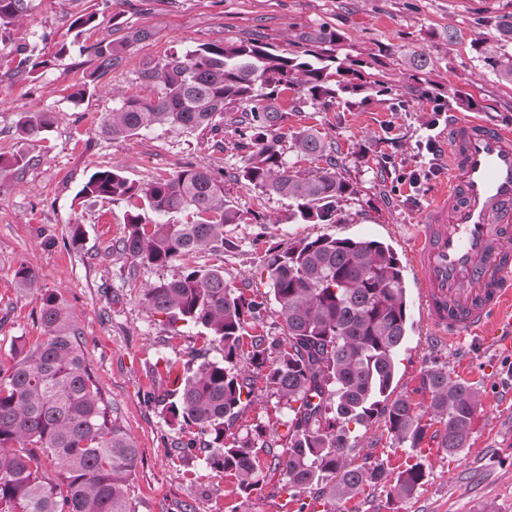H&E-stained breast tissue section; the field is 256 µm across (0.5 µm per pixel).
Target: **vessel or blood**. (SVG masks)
I'll return each mask as SVG.
<instances>
[{"label": "vessel or blood", "instance_id": "1", "mask_svg": "<svg viewBox=\"0 0 512 512\" xmlns=\"http://www.w3.org/2000/svg\"><path fill=\"white\" fill-rule=\"evenodd\" d=\"M410 262L436 341L491 322L512 332V130L449 125L448 189L425 213Z\"/></svg>", "mask_w": 512, "mask_h": 512}]
</instances>
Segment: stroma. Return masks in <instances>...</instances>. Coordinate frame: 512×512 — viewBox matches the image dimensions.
<instances>
[{
    "mask_svg": "<svg viewBox=\"0 0 512 512\" xmlns=\"http://www.w3.org/2000/svg\"><path fill=\"white\" fill-rule=\"evenodd\" d=\"M90 12L94 27L78 30L75 19ZM504 12H512V0H29L21 24L0 31V154L29 159L24 170L0 181V361L10 362L13 343L31 344L45 334L38 301L14 277L25 264L75 311L96 384L138 448L131 481L136 512H299L305 502L324 512L323 500L312 494L280 493L282 475L270 468L269 456L261 458L263 490L246 497L233 477L205 467L203 452L177 451L178 429L146 396L173 388L203 339L198 327L170 326L165 315L149 313L141 303L144 288L186 265L220 266L228 284L267 292L266 253L320 235L377 240L405 263L410 323L397 359L396 394L426 406L421 378L436 365L481 399L465 449L451 455L430 440L424 450L429 477L411 499L390 500L389 484L381 483L337 504L336 512H512V345L477 334L458 343L431 341L408 259L422 214L448 175L443 171L416 188L402 180L423 169L424 127L436 103L457 112L456 93L480 101L476 118L512 128V85L497 81L471 47L475 38L495 36L494 18ZM322 27L343 34L339 57L369 62L370 73L385 85L363 99L339 95L327 108L306 105L288 114L290 130L313 127L335 142L337 169L357 187L341 205L340 223H300L287 200L238 179V112L225 113L216 132L186 135L155 127L117 140L100 132L113 92L151 94L141 74L168 55L256 34L288 54L300 35ZM140 28L150 31V39L132 46L111 73L92 80L90 45ZM25 41L48 67L18 70L15 49ZM418 52L431 60L423 95L408 91V61ZM77 84L87 87L79 98L71 95ZM27 110L56 115L35 142L16 132L19 113ZM187 163L223 171L224 196L242 215L224 229L233 248L201 252L163 269L136 263L116 247L132 203L89 200L82 186L103 168L121 167L129 181L142 185ZM76 224L83 232L78 242L71 237ZM287 418V408L260 380L232 432L240 438L251 424ZM406 458L380 420L349 453L351 466L381 461L394 476L405 469Z\"/></svg>",
    "mask_w": 512,
    "mask_h": 512,
    "instance_id": "obj_1",
    "label": "stroma"
}]
</instances>
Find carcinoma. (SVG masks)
<instances>
[{
    "mask_svg": "<svg viewBox=\"0 0 512 512\" xmlns=\"http://www.w3.org/2000/svg\"><path fill=\"white\" fill-rule=\"evenodd\" d=\"M27 8V0H0V29L17 23ZM494 27L498 46L478 38L474 49L499 81L512 84V54L504 50L512 41V13L497 16ZM149 36L138 29L123 40L89 46L97 62L92 76L112 72L133 44ZM341 41L338 31L322 29L291 55L260 39L202 44L172 55L144 71L153 93L122 97L104 114L100 132L120 139L155 125L187 134L215 130L233 105L241 112L233 143L244 152L240 177L288 200L294 218L305 224H336L339 204L356 189L336 171L334 146L320 133L285 132L287 112L280 99L290 90L297 94L294 110L306 103L326 108L339 94L356 96L383 86L365 77L366 62L335 54ZM33 52L25 42L18 45V68L33 72L48 66ZM54 122L52 112L27 111L16 131L33 140ZM288 140L298 156L326 166L297 169L286 156ZM26 164L24 153L0 154V176ZM81 194L139 202L137 211L127 214L118 248L160 268L232 246L224 226L242 220L224 199L222 174L200 166L144 185L117 168L100 170ZM144 208L162 217L192 210L202 220L146 224L139 213ZM265 263L269 291L261 298H247L228 285L221 267H185L144 289L147 311L163 313L173 326L202 327L209 344L222 351L218 361L206 352L192 355L179 386L157 398L167 420L184 433L179 447L204 449L205 467L232 474L248 497L264 483L259 451L280 440L284 451L273 466L285 478L282 492L294 496L320 486L331 501H343L387 479L381 463L367 469L348 463L355 432L382 417L393 441L412 450L392 497L411 498L427 479L423 417L444 425L441 446L456 453L467 445L480 403L472 388L442 367L422 377L426 408L419 411L408 397L393 396L396 358L409 324L401 259L376 240L321 235L271 250ZM15 277L21 287L37 290L46 336L13 349L10 365L0 363V512H135L129 486L138 450L92 379L74 312L58 293L39 285L33 268L22 264ZM272 300L285 338L249 335L253 320ZM259 378L288 407V420L259 422L241 439L227 436L242 413V396L251 395ZM279 424L287 428L282 436ZM47 461L59 467L54 478L44 472Z\"/></svg>",
    "mask_w": 512,
    "mask_h": 512,
    "instance_id": "obj_1",
    "label": "carcinoma"
}]
</instances>
